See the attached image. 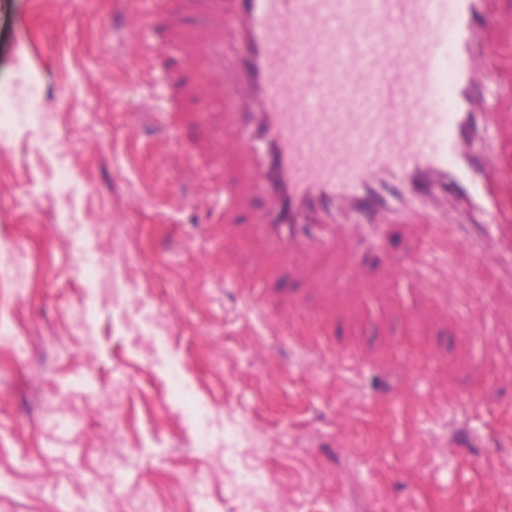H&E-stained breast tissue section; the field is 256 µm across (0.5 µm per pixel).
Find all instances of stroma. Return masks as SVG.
Masks as SVG:
<instances>
[{
	"mask_svg": "<svg viewBox=\"0 0 512 512\" xmlns=\"http://www.w3.org/2000/svg\"><path fill=\"white\" fill-rule=\"evenodd\" d=\"M221 37L155 0H0V512H512V287L459 247L462 287L395 278L425 224L283 260L265 197L225 223L224 74L190 55ZM320 324L355 362L314 361Z\"/></svg>",
	"mask_w": 512,
	"mask_h": 512,
	"instance_id": "1",
	"label": "stroma"
}]
</instances>
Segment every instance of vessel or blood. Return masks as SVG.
Returning <instances> with one entry per match:
<instances>
[{
    "label": "vessel or blood",
    "instance_id": "vessel-or-blood-1",
    "mask_svg": "<svg viewBox=\"0 0 512 512\" xmlns=\"http://www.w3.org/2000/svg\"><path fill=\"white\" fill-rule=\"evenodd\" d=\"M225 44V157L234 173L219 191L225 215L259 192L256 230L281 254L328 249L337 237L378 245L396 224H423V207L397 208L379 192L442 183V200L478 211L468 226L475 256L512 284V172L482 151L488 129L512 140V67L490 74L483 47L505 23L498 0H221ZM495 84L491 111L474 88ZM340 209L366 222L335 224ZM402 279L435 288L447 266L415 258Z\"/></svg>",
    "mask_w": 512,
    "mask_h": 512
}]
</instances>
